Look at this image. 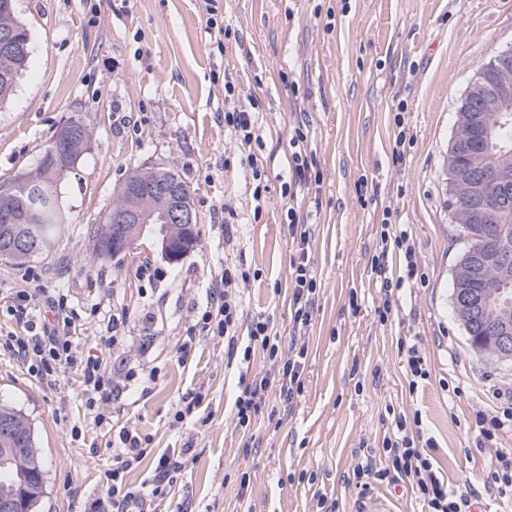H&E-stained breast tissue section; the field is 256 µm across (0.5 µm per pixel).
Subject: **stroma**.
<instances>
[{
  "label": "stroma",
  "instance_id": "obj_1",
  "mask_svg": "<svg viewBox=\"0 0 512 512\" xmlns=\"http://www.w3.org/2000/svg\"><path fill=\"white\" fill-rule=\"evenodd\" d=\"M224 23L241 34L225 41L209 24L203 0H16L32 53L10 98L0 103V185L34 170L57 128L85 121L90 140L60 188L69 223L49 252L23 265L0 259V290L28 280L38 292L65 295L77 313L79 355L104 353L116 378L150 372L148 388L131 384L105 403L108 428L96 427L77 377L40 382L9 353L0 354V401L29 415L47 471L43 512H74L69 494L105 496L112 441L121 427L150 439L149 454L127 474L152 475L160 454L195 444L163 512H320L322 497L339 512H365L373 496L394 512H425L404 483L362 494L349 481L357 455L376 446L394 413H420L449 491L471 488L470 512H512V499L487 493L498 452L512 432L485 441L477 412L502 411L497 388L512 386V360L476 354L456 318L452 273L466 245L446 202L447 157L459 103L477 70L512 49V0H218ZM257 95L262 146L256 151L271 186L288 175V136L308 121L323 175L321 205L311 214V259L319 290L308 329L304 393L281 424L259 417L256 447L235 426L240 380L269 370L261 351L227 354L222 338L197 336L225 265L246 271L243 318L262 314L291 330L288 265L292 244L279 195L263 207L252 198L224 125V76ZM404 104L414 142L393 165V117ZM171 170L185 181L199 219L196 246L171 263L153 234L111 259L93 255L94 229L128 173ZM373 201L360 204L359 182ZM394 209L418 245L425 283L399 293L398 309L379 323L370 273L382 211ZM233 211L234 240L224 241ZM362 308L353 312L351 299ZM125 315L118 341L102 352L98 325ZM415 338L428 380L409 392L397 342ZM203 400L180 427V397ZM248 473L247 489L237 474Z\"/></svg>",
  "mask_w": 512,
  "mask_h": 512
}]
</instances>
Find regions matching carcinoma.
I'll use <instances>...</instances> for the list:
<instances>
[{
	"label": "carcinoma",
	"instance_id": "cac0c4a2",
	"mask_svg": "<svg viewBox=\"0 0 512 512\" xmlns=\"http://www.w3.org/2000/svg\"><path fill=\"white\" fill-rule=\"evenodd\" d=\"M28 60L29 57L17 49L5 59L0 57V72L8 70L20 75ZM475 81L485 86V94L474 103L461 101L455 121L456 129L472 131L471 152L459 156L449 153L448 174L452 180L449 201L452 221L460 226L468 242L455 263L452 288H466L473 295L480 296L491 288L512 290V264L505 269L496 262L482 259V240L488 229L473 213V209L480 208L498 214L495 237L500 250L512 258V111H504V106L512 107V98L502 96L504 88L512 89V49L498 54L485 72L476 73ZM474 162L483 164L486 172L481 185L474 183L468 175V167ZM21 197L18 191L0 190V209L12 208L18 218L16 224H0V258L15 264H24L49 250L67 224L65 211L54 203L38 221L26 222L21 210ZM122 204V197H116L109 212L105 213L103 223L96 225L94 254L98 258L112 257L109 217ZM500 316L501 311L492 310L487 313L484 323L467 330L471 346L478 345L482 338L498 335ZM0 422L8 424L13 444L27 449L19 466L46 471L28 415L8 403H0Z\"/></svg>",
	"mask_w": 512,
	"mask_h": 512
}]
</instances>
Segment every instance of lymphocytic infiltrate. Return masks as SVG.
Listing matches in <instances>:
<instances>
[{
    "label": "lymphocytic infiltrate",
    "mask_w": 512,
    "mask_h": 512,
    "mask_svg": "<svg viewBox=\"0 0 512 512\" xmlns=\"http://www.w3.org/2000/svg\"><path fill=\"white\" fill-rule=\"evenodd\" d=\"M260 109V100L251 95L245 104L224 114V124L234 133L238 151L253 166L252 177L256 182L253 198L257 201L271 193L270 185L261 181L262 172L256 167L254 152L255 146L261 143L255 118ZM308 134V126L304 123L292 131L289 139L292 177L281 185V197L295 198L298 191L312 189L321 182L316 160L308 149ZM383 214L379 251L371 260V272L381 294L374 315L382 323L388 321L405 281L416 277L420 263L412 234L405 225L391 223V208H384ZM287 227L294 244L288 274L292 336L283 338L274 321L262 315L253 318L248 326H241L237 292L240 282L246 281L247 273L236 267H225L220 278L221 287L213 291L210 304L201 316L204 327L212 335L223 338L228 349H235L239 331H246L250 344L271 364L270 370L258 372L252 379L240 383L235 421L237 428L246 432L251 431L271 396H278L282 404L290 405L304 390L308 354L304 335L313 319L319 292L309 256L311 228L293 209L288 212ZM393 254L402 259V266L396 272L389 267L388 258ZM39 306L52 312V319L36 320L34 311ZM9 310L14 328L0 333V352L10 353L39 379L53 384L66 370H78L87 404L96 410L94 424L99 427L110 425L111 416L97 410L96 404L121 395L125 384L112 380L100 359L78 358L72 333L75 313L68 307L65 297H45L19 285L10 294ZM423 441L424 431L419 420L403 414L396 416L394 428L384 434L380 456H365L353 466V483L365 492L386 481L399 480L410 485L416 499L427 507L428 512H467V492H449L430 455L425 452ZM146 443V438L136 430L126 427L119 430L118 442L112 450V468L108 472L111 482L108 495L102 499H80L79 512H126V503L132 496L141 497L150 506L167 497L192 455L194 444L189 441L177 453L161 455L153 476L138 488L126 484L124 475L146 456Z\"/></svg>",
    "instance_id": "obj_1"
}]
</instances>
